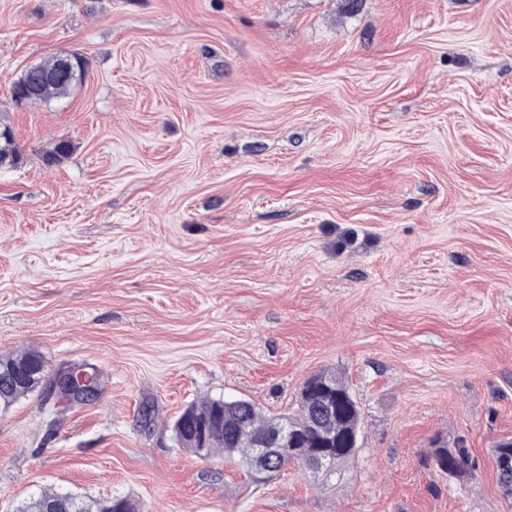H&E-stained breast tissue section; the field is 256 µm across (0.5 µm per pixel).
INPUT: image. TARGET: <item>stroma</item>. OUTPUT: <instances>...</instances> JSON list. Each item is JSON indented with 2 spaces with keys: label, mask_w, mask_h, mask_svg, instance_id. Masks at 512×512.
<instances>
[{
  "label": "stroma",
  "mask_w": 512,
  "mask_h": 512,
  "mask_svg": "<svg viewBox=\"0 0 512 512\" xmlns=\"http://www.w3.org/2000/svg\"><path fill=\"white\" fill-rule=\"evenodd\" d=\"M63 52L82 81L16 104ZM0 111V355L98 378L0 408V512H512V0H0ZM324 370L361 410L341 475L173 438L202 397L294 415ZM84 60L77 53H64L26 69L12 85V99L16 102L46 103L65 96L77 85L84 74ZM23 161V154L14 140L9 113L0 112V168L15 167ZM51 393L61 394L73 402H85L95 393V386L85 373L74 374L72 371L59 373L52 383ZM495 470L499 487L512 495V440L498 444L495 454ZM435 464L439 471L448 475L467 473L473 468L472 456L463 445L439 446L435 451ZM55 504L60 512H136V504L126 497H112L100 500H86L69 492L43 490L30 498L18 512H45L46 506ZM122 509V510H118Z\"/></svg>",
  "instance_id": "stroma-1"
}]
</instances>
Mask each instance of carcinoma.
Listing matches in <instances>:
<instances>
[{
  "instance_id": "cac0c4a2",
  "label": "carcinoma",
  "mask_w": 512,
  "mask_h": 512,
  "mask_svg": "<svg viewBox=\"0 0 512 512\" xmlns=\"http://www.w3.org/2000/svg\"><path fill=\"white\" fill-rule=\"evenodd\" d=\"M84 74V60L77 53H64L36 65L33 71H24L12 85V99L17 102L46 103L53 98L65 96L77 85ZM70 152V142L61 141L43 154L48 168L58 164ZM23 161V154L14 140L10 115L0 112V168L15 167ZM45 364L40 353L26 351L0 358V406L10 407L20 397L33 391L43 380ZM328 380L336 394L344 399L340 407V418L331 423L338 443L336 466L350 459L349 444L358 442L360 410L350 392L346 380L332 373L317 374L309 381L318 385ZM318 400L302 389L300 409L297 415L283 419L265 415L254 403L246 402L241 414L224 415V400L203 398L187 407L173 423L172 431L177 444L200 456L215 451L224 452V457L237 460L239 464L251 466L253 448L247 442L250 436L267 433L288 421L300 435V450L283 448L280 463L304 464L306 454L320 447L321 439L313 428ZM189 420L193 425H202L210 432L208 442L193 443L184 437L180 422ZM437 469L448 475H459L473 468L472 456L467 448L441 446L435 451ZM495 470L499 487L512 495V440L498 444L495 454ZM55 504L58 512H137L136 504L126 497L87 500L77 494L43 490L30 498L18 512H46V506Z\"/></svg>"
}]
</instances>
